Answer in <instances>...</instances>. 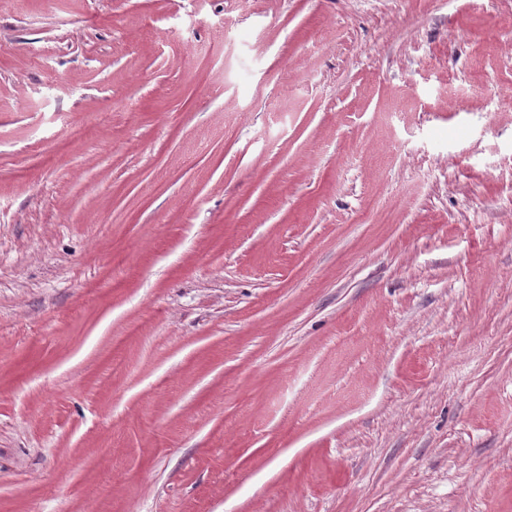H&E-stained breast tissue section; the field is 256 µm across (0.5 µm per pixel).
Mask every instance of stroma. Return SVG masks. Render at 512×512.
<instances>
[{"mask_svg":"<svg viewBox=\"0 0 512 512\" xmlns=\"http://www.w3.org/2000/svg\"><path fill=\"white\" fill-rule=\"evenodd\" d=\"M512 0H0V512H512Z\"/></svg>","mask_w":512,"mask_h":512,"instance_id":"stroma-1","label":"stroma"}]
</instances>
